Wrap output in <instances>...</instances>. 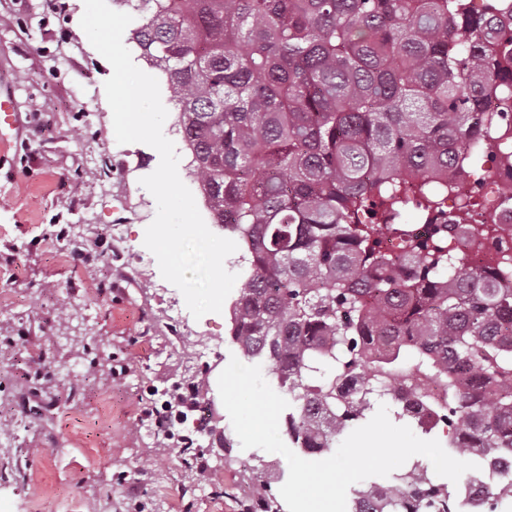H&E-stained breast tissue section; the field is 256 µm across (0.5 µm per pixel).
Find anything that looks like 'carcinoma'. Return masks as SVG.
Segmentation results:
<instances>
[{"label": "carcinoma", "mask_w": 512, "mask_h": 512, "mask_svg": "<svg viewBox=\"0 0 512 512\" xmlns=\"http://www.w3.org/2000/svg\"><path fill=\"white\" fill-rule=\"evenodd\" d=\"M129 40L166 77L213 223L248 263L230 340L295 403L309 454L362 419L373 383L448 387V446L512 459V283L448 253V225L383 243L386 216L467 160L490 92L512 95L499 0H135ZM512 260L491 224L480 231ZM475 502L413 463L352 512H495L512 471Z\"/></svg>", "instance_id": "1"}]
</instances>
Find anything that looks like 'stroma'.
I'll return each mask as SVG.
<instances>
[{
    "label": "stroma",
    "instance_id": "obj_1",
    "mask_svg": "<svg viewBox=\"0 0 512 512\" xmlns=\"http://www.w3.org/2000/svg\"><path fill=\"white\" fill-rule=\"evenodd\" d=\"M83 0H0V92L18 117L0 157V512H245L264 484L274 512L286 459L242 449L218 392L237 348L229 313L165 315L182 293L140 268L155 149L117 143L112 67L80 26ZM121 234H113V225ZM63 242H56V234ZM217 349L197 360L198 343ZM195 388L196 443L157 453L143 422L155 388Z\"/></svg>",
    "mask_w": 512,
    "mask_h": 512
}]
</instances>
